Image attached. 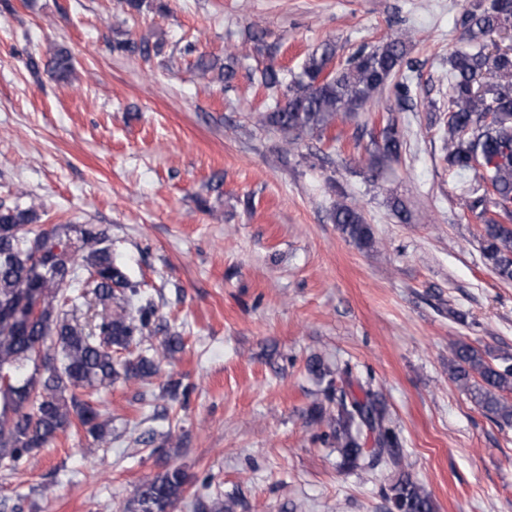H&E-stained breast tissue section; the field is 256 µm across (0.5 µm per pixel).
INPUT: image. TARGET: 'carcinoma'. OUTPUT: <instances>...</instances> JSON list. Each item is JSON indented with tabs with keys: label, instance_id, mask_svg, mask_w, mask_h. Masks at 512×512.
Instances as JSON below:
<instances>
[{
	"label": "carcinoma",
	"instance_id": "carcinoma-1",
	"mask_svg": "<svg viewBox=\"0 0 512 512\" xmlns=\"http://www.w3.org/2000/svg\"><path fill=\"white\" fill-rule=\"evenodd\" d=\"M465 45L448 57V165L459 175L473 172L468 209L483 223L484 254L496 275L512 281V52L494 48L491 36L512 29V0H469L461 16ZM409 31L381 45L359 49L344 65L333 66L328 45L312 52L298 77L290 80L268 62L258 83L272 93V107L258 121L279 131L288 147L305 133H323L336 118L364 109L387 89L397 99L409 85L397 78ZM114 49L130 56L161 53V46L126 38ZM196 54L195 68L217 72L228 84L236 75L235 53L216 66ZM49 73L65 80L74 71L71 56L52 53ZM402 135L394 124L382 132L371 154L378 171L398 160ZM37 205L0 203V466L16 469L27 455L53 443L77 426L96 443L112 442V420L98 408L101 393L117 380H144L159 370L163 357L183 349V337L165 338L162 352L141 350L122 363L113 353L127 350L150 331L153 300L129 279L112 258L104 229L87 224H38ZM341 233L360 248L373 244L362 212L338 203L331 213ZM451 371L473 395L478 407L504 426H512V356L492 363L471 345H453ZM363 397L341 394L336 400L333 438L343 463L357 467L385 462L400 470L394 431L377 406L371 385ZM377 431L370 453L363 451V427ZM187 474L174 466L142 483L119 512H174L186 491ZM400 512H434L431 498L406 473L391 486Z\"/></svg>",
	"mask_w": 512,
	"mask_h": 512
}]
</instances>
